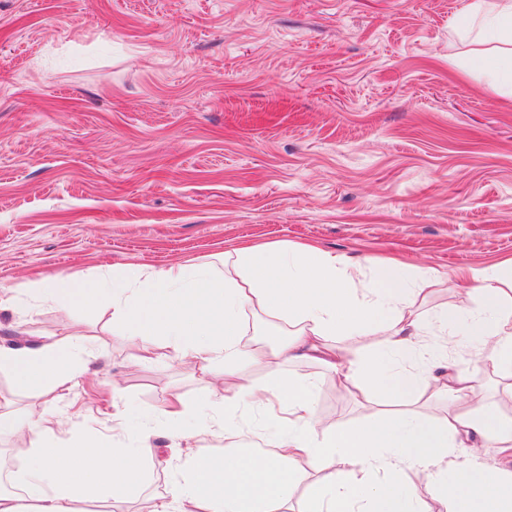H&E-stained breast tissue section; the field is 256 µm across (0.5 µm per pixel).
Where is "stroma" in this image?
<instances>
[{"label": "stroma", "instance_id": "1", "mask_svg": "<svg viewBox=\"0 0 512 512\" xmlns=\"http://www.w3.org/2000/svg\"><path fill=\"white\" fill-rule=\"evenodd\" d=\"M460 0H0V289L38 275L204 265L246 242L313 243L351 263L437 270L428 319L460 274L512 259V99L461 59ZM108 305L29 297L0 341L85 337L93 379L62 398L0 399L64 430L148 440L169 467L78 512H150L182 456L156 411L209 386L183 364L138 360ZM241 372L256 388L307 374L326 420L366 424L387 403L339 392L314 364ZM131 427L112 433V402Z\"/></svg>", "mask_w": 512, "mask_h": 512}]
</instances>
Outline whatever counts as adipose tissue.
I'll use <instances>...</instances> for the list:
<instances>
[{
    "label": "adipose tissue",
    "mask_w": 512,
    "mask_h": 512,
    "mask_svg": "<svg viewBox=\"0 0 512 512\" xmlns=\"http://www.w3.org/2000/svg\"><path fill=\"white\" fill-rule=\"evenodd\" d=\"M450 29L483 46L468 67L512 96V0H464ZM404 268L395 260L368 273L313 244H244L202 267L32 279L1 291L0 310L13 309L23 291L69 307L108 303L141 359H153L167 337L193 372L209 376L223 364L224 388L211 390L198 425L184 427L177 398L157 412L186 449L180 479L153 512H431L417 497L418 477L437 487L439 512H512V419L486 405L468 369L487 363L512 377V274L498 265L473 271L459 284V302L424 324L411 309L438 273L418 268L409 279ZM249 311L288 323L269 351L275 361L315 362L356 398L377 393L397 411L361 428L324 427L318 381L308 375L256 395L238 380ZM371 335L380 342L360 361L336 342ZM84 350L76 339L0 342V373L21 392L67 391L85 372ZM256 403L268 418L246 426L242 414ZM17 434L31 438L34 460L13 475V492L0 493V512H76L97 488L119 494L140 483L144 458L156 454L147 445L65 439L57 418L0 406V436ZM202 434L223 437V455L193 452Z\"/></svg>",
    "instance_id": "adipose-tissue-1"
}]
</instances>
